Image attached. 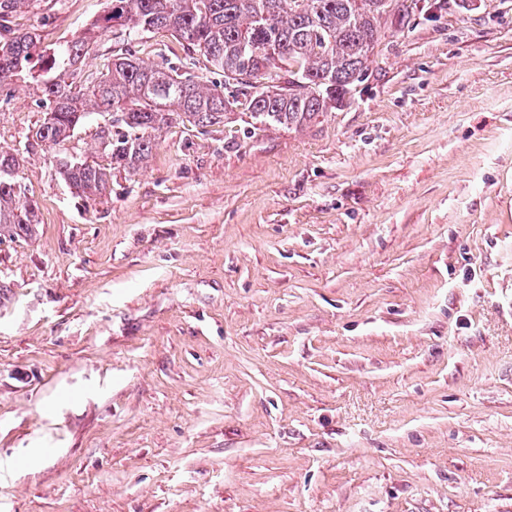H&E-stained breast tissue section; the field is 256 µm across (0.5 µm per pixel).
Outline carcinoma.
<instances>
[{
    "mask_svg": "<svg viewBox=\"0 0 512 512\" xmlns=\"http://www.w3.org/2000/svg\"><path fill=\"white\" fill-rule=\"evenodd\" d=\"M30 2L0 0V85L24 74L39 83L46 112L30 134L37 144L61 146L97 124L107 164H79L66 155L57 162V173L85 195L106 191L115 170L136 172L156 146L155 132L176 122L206 127L243 103L253 130H290L335 110L367 77L388 19L411 14L399 0H112L82 39L49 54L37 34L11 26L15 10ZM104 29L128 44L166 30L186 47L185 61L201 53L215 71L234 76L236 89L226 96L222 83L145 66L126 47L100 81L75 90L65 74ZM285 55L296 66L286 77L277 65ZM20 160L19 152L0 148L1 233L38 223L36 204L16 180Z\"/></svg>",
    "mask_w": 512,
    "mask_h": 512,
    "instance_id": "1",
    "label": "carcinoma"
}]
</instances>
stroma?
<instances>
[{"mask_svg": "<svg viewBox=\"0 0 512 512\" xmlns=\"http://www.w3.org/2000/svg\"><path fill=\"white\" fill-rule=\"evenodd\" d=\"M110 2L12 26L56 49ZM424 3L335 111L172 125L96 196L0 87L39 215L0 235V512H512V0Z\"/></svg>", "mask_w": 512, "mask_h": 512, "instance_id": "1", "label": "stroma"}]
</instances>
